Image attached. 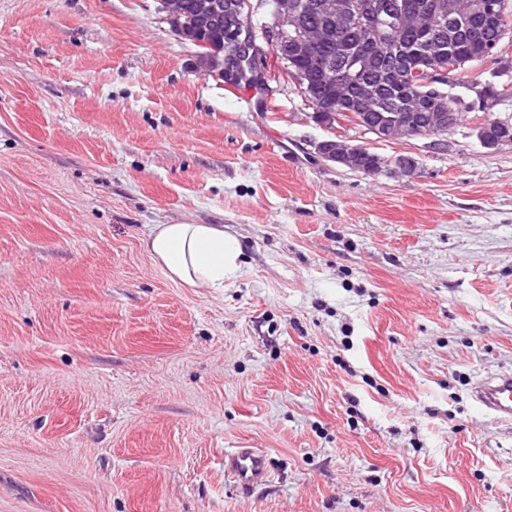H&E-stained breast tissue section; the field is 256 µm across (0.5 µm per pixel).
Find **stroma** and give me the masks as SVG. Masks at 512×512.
Returning <instances> with one entry per match:
<instances>
[{"label":"stroma","instance_id":"35a3bbf8","mask_svg":"<svg viewBox=\"0 0 512 512\" xmlns=\"http://www.w3.org/2000/svg\"><path fill=\"white\" fill-rule=\"evenodd\" d=\"M349 135L416 174L322 159L299 89L228 92L158 0H0V512H512L470 396L512 370V145ZM182 222L236 278L167 277ZM144 244L172 281L191 288H223L240 270V241L217 224H157ZM224 475L243 490L264 486L271 478L267 455L258 448H238L225 455Z\"/></svg>","mask_w":512,"mask_h":512}]
</instances>
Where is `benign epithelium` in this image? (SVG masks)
<instances>
[{
	"instance_id": "obj_1",
	"label": "benign epithelium",
	"mask_w": 512,
	"mask_h": 512,
	"mask_svg": "<svg viewBox=\"0 0 512 512\" xmlns=\"http://www.w3.org/2000/svg\"><path fill=\"white\" fill-rule=\"evenodd\" d=\"M314 7L315 3L311 0H280L278 10L281 23L270 26L263 32L266 46L275 50L288 49L297 57H309L317 52L320 43L329 38L328 32L312 36L296 34L288 38L284 27L286 23L297 24L298 20ZM327 8L339 31L369 28L377 33L382 32L384 20L377 8L366 0H331ZM254 9L255 5L251 0H197L193 12V28L187 31L176 23L174 29L182 38L201 47L204 45V29L213 23L222 25L227 38L221 68L224 79L234 82L240 80L244 64L248 63L253 66L248 79L256 80L262 75V70L257 68L262 48L258 45L255 34L245 23V17ZM505 9V0H497L495 3L489 0H473L469 10L462 15L454 0H439L432 8V14L441 27L449 22H456L463 16L478 18L488 27L496 26L503 35L508 30ZM422 12L423 9L405 0L401 3L395 2L391 11L394 26L399 30L415 29ZM323 72L341 85L353 84L357 80L355 73L336 67V63L331 59L325 60ZM454 104L455 94L451 92L443 94L441 99L437 97L429 102L428 121L437 134L444 135L461 123L458 113L454 112ZM465 104L473 110L489 112L497 104V99L489 91V86L477 83L469 87ZM340 110L359 113L362 121L357 129L373 135L377 141L392 143L418 137L414 129L413 115L405 102L379 97L377 87L372 84L362 86L361 93L344 103ZM362 149L363 145L351 143L343 134H338L336 139L323 141L317 146V150L326 160L365 174L367 170L355 165ZM389 168L401 175H413L418 169V161L410 154H400L389 160Z\"/></svg>"
}]
</instances>
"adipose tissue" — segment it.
Returning <instances> with one entry per match:
<instances>
[{"mask_svg": "<svg viewBox=\"0 0 512 512\" xmlns=\"http://www.w3.org/2000/svg\"><path fill=\"white\" fill-rule=\"evenodd\" d=\"M146 250L175 282L191 288H220L240 269L239 240L214 224H158Z\"/></svg>", "mask_w": 512, "mask_h": 512, "instance_id": "1", "label": "adipose tissue"}]
</instances>
